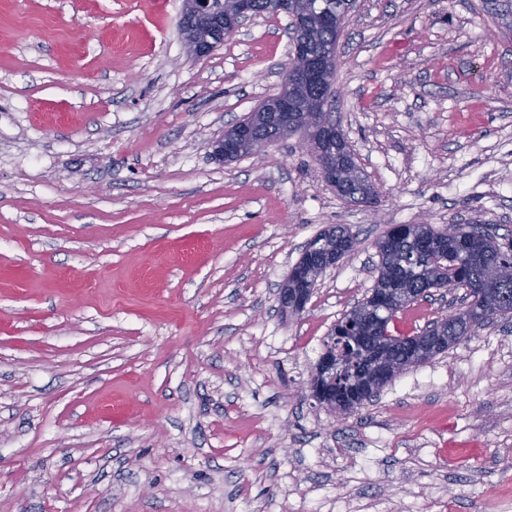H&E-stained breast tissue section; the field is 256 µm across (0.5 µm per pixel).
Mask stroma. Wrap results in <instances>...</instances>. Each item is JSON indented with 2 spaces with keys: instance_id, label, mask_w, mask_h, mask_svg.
<instances>
[{
  "instance_id": "obj_1",
  "label": "stroma",
  "mask_w": 512,
  "mask_h": 512,
  "mask_svg": "<svg viewBox=\"0 0 512 512\" xmlns=\"http://www.w3.org/2000/svg\"><path fill=\"white\" fill-rule=\"evenodd\" d=\"M183 8L0 0V512H512V319L344 416L310 390L391 225L512 246L502 0H356L331 104L372 205L323 182L300 132L215 159L278 92L289 20L196 58ZM336 225L358 250L283 315ZM453 312L436 293L390 329ZM321 244L322 242L314 243V240H311L305 250L306 258L295 265L279 289V304L285 312L291 315H299L303 312L309 300L308 289L310 288L303 287L312 283L321 271L313 260L315 256L321 254L323 250Z\"/></svg>"
}]
</instances>
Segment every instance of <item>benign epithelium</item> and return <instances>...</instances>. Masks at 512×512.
Wrapping results in <instances>:
<instances>
[{
  "label": "benign epithelium",
  "mask_w": 512,
  "mask_h": 512,
  "mask_svg": "<svg viewBox=\"0 0 512 512\" xmlns=\"http://www.w3.org/2000/svg\"><path fill=\"white\" fill-rule=\"evenodd\" d=\"M214 0H185L181 18L187 21L184 31L185 46L196 57L207 55L214 47L233 39L248 30L256 17L254 0H228L227 15L218 26L209 25ZM278 11L294 18L298 27H303L306 17L311 15L320 26L341 27L344 15L326 7L314 9L309 0H278ZM291 53L288 69L277 94L263 105L259 114L239 122L234 129L213 142V155L225 159L243 151L259 157L282 139L304 129L314 134L316 164L322 180L336 185V153L339 150L337 130L321 121L326 111L324 98L309 92V87L322 83L331 60L314 57L309 50L308 38L299 32L290 34ZM275 125V137L270 140L255 139L256 126L261 123ZM323 247L311 242L306 248V258L298 262L283 282L278 293L281 308L298 315L304 311L309 300L306 285L313 282L320 272L314 257ZM372 327L367 331L346 336L334 333V338L349 343V364L359 363L362 370L348 381H339L345 374L346 364L336 357L322 355L316 367V380L312 384V397L320 404L333 406L340 413L367 401L375 392L394 378L384 359L386 343L391 338L387 324L393 311V300L385 292L372 294L367 301ZM439 324L422 332V338L412 345L415 363H425L438 355L437 348L447 340Z\"/></svg>",
  "instance_id": "benign-epithelium-1"
}]
</instances>
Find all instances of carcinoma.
<instances>
[{
    "instance_id": "cac0c4a2",
    "label": "carcinoma",
    "mask_w": 512,
    "mask_h": 512,
    "mask_svg": "<svg viewBox=\"0 0 512 512\" xmlns=\"http://www.w3.org/2000/svg\"><path fill=\"white\" fill-rule=\"evenodd\" d=\"M338 32L321 27L311 38V52L338 41ZM370 184L358 174L336 180V193L363 201ZM336 241V252L329 265L348 256L352 234L336 226L320 234ZM379 263L377 288H409L427 296L433 288H463V304L469 307L465 322L457 324L455 315L445 318L451 348L473 328L495 318H512V250H503L494 235L474 224H452L444 231L429 226L394 224L376 243Z\"/></svg>"
}]
</instances>
